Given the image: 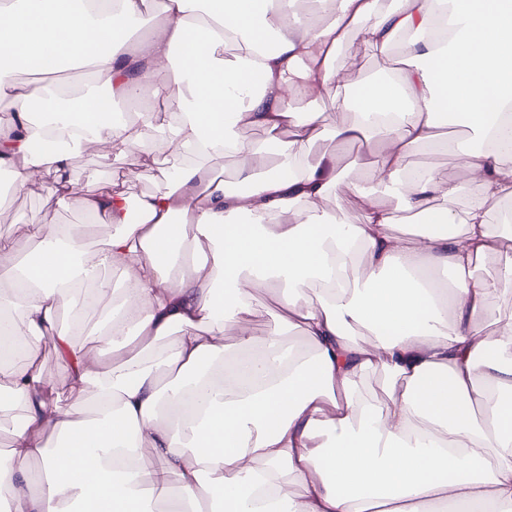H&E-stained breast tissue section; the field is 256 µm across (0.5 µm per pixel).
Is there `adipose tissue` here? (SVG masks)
<instances>
[{"label": "adipose tissue", "instance_id": "ef3b65f1", "mask_svg": "<svg viewBox=\"0 0 512 512\" xmlns=\"http://www.w3.org/2000/svg\"><path fill=\"white\" fill-rule=\"evenodd\" d=\"M72 2L0 0V51L44 74L91 68L107 91L85 87L72 114L53 85L1 72L0 166L18 193L52 175L60 205L118 230L96 245L80 226L36 221L30 250L0 242V397L25 409L0 454V506L150 512L166 496L167 512H512V317L483 321L512 265L477 271L512 249V225L485 210L512 199V0H162L133 43L145 0ZM407 32L410 61L394 75L350 83L335 63L348 41L385 56ZM147 89L172 118L113 119L115 99ZM325 96L356 121L330 125L313 106ZM37 106L67 118L33 124ZM442 112L480 142L458 152L472 188L460 211L447 205L459 185L407 165ZM325 135L372 144L371 160L311 159ZM94 145L148 149L173 174L134 201L78 190L67 162ZM270 151L278 161L262 168ZM217 157L233 160L234 184ZM367 180L424 230L397 234ZM344 189L363 199L352 224L322 206ZM262 289L276 325L259 340L247 324ZM82 334L69 387L88 412L59 404L40 355ZM372 374L379 402L365 393Z\"/></svg>", "mask_w": 512, "mask_h": 512}]
</instances>
